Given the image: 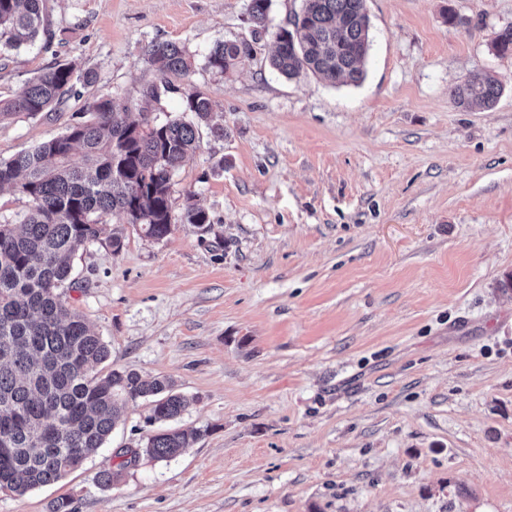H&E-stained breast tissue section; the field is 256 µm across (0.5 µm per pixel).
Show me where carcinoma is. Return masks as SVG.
I'll use <instances>...</instances> for the list:
<instances>
[{
    "instance_id": "obj_1",
    "label": "carcinoma",
    "mask_w": 512,
    "mask_h": 512,
    "mask_svg": "<svg viewBox=\"0 0 512 512\" xmlns=\"http://www.w3.org/2000/svg\"><path fill=\"white\" fill-rule=\"evenodd\" d=\"M46 2L0 0V51L39 38L46 48L52 44ZM365 2L303 0L290 27L274 34V70L288 79L309 72L334 85L361 82L370 47ZM270 9L271 0H248L253 35L268 30ZM253 53L249 40L224 41L206 55L205 67L222 76ZM146 55L157 79L141 89L140 119L97 98L86 106L89 117L61 136L0 160V187L13 188L29 202L25 213L0 221V489L19 495L71 473L69 449L80 448L87 458L103 447L117 415L116 398L149 399L151 424L176 419L189 405L166 377L146 381L119 369L90 374L109 351L64 293L72 287L74 256L97 239L104 217L118 214L157 241L171 234L173 174L200 148V125L224 132L211 123L212 103L199 91L186 95L185 106L197 122L152 119L151 105L173 90L170 77L188 74L192 61L174 42L153 43ZM76 70L72 62L58 64L30 80L0 100V120L61 111L80 96ZM500 93L492 76L475 72L452 97L464 107L491 106ZM77 152L84 158L81 166L70 164ZM185 218L199 227L209 223L195 203L187 205ZM198 437V431L164 430L119 455L131 462L141 455L166 461Z\"/></svg>"
}]
</instances>
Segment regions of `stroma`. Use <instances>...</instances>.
I'll return each instance as SVG.
<instances>
[{"label":"stroma","instance_id":"stroma-1","mask_svg":"<svg viewBox=\"0 0 512 512\" xmlns=\"http://www.w3.org/2000/svg\"><path fill=\"white\" fill-rule=\"evenodd\" d=\"M49 5L52 46L0 53V98L60 62L92 82L63 111L0 122V160L93 98L135 108L156 42L194 66L153 117L198 89L224 128L174 174L171 234L105 217L66 292L109 349L99 373L172 378L192 400L172 426L201 436L122 465L154 431L147 401H123L80 469L0 491V512L59 497L73 512H512V55L493 48L512 0H366L356 86L270 67L302 0H272L254 56L222 76L204 58L250 37L247 0ZM475 71L502 88L491 107L450 96ZM191 201L208 229L185 220Z\"/></svg>","mask_w":512,"mask_h":512}]
</instances>
